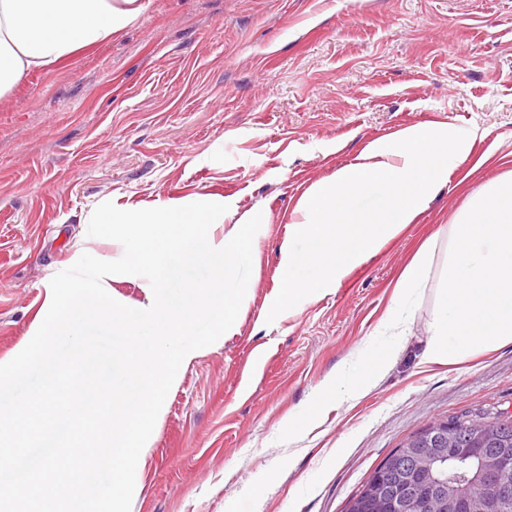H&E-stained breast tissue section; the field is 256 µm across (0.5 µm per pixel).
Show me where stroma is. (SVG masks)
<instances>
[{
	"instance_id": "1",
	"label": "stroma",
	"mask_w": 512,
	"mask_h": 512,
	"mask_svg": "<svg viewBox=\"0 0 512 512\" xmlns=\"http://www.w3.org/2000/svg\"><path fill=\"white\" fill-rule=\"evenodd\" d=\"M131 27L30 72L0 98V361L32 338L46 285L85 253L110 201L223 196L263 212L238 331L200 349L165 399L131 512H346L411 435L464 412L512 413V344L421 360L448 229L512 171V0H146ZM468 142L415 223L334 290L278 316L280 247L301 196L413 125ZM398 361L357 400L289 420L391 340L381 323L426 241Z\"/></svg>"
}]
</instances>
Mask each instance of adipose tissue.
I'll use <instances>...</instances> for the list:
<instances>
[{"mask_svg": "<svg viewBox=\"0 0 512 512\" xmlns=\"http://www.w3.org/2000/svg\"><path fill=\"white\" fill-rule=\"evenodd\" d=\"M143 0H0V96L29 72L48 69L78 49L102 42L135 23ZM467 144L449 142L448 131L418 125L373 143L360 163L344 167L313 186L299 201L281 247V288L272 302L279 314L337 287L357 266L374 256L400 229L428 208L448 179V156ZM383 188L374 206L362 196ZM305 243L295 250L294 240ZM394 357L366 361L355 375L326 379L328 402L355 399L369 388Z\"/></svg>", "mask_w": 512, "mask_h": 512, "instance_id": "ef3b65f1", "label": "adipose tissue"}]
</instances>
